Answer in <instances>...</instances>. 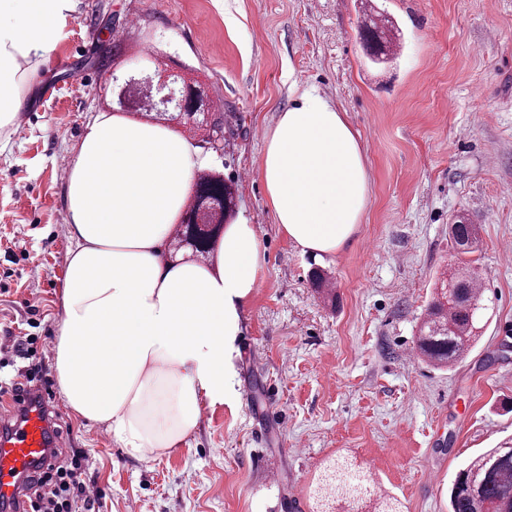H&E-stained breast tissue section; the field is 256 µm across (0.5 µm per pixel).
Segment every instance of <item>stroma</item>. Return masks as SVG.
<instances>
[{"label":"stroma","mask_w":512,"mask_h":512,"mask_svg":"<svg viewBox=\"0 0 512 512\" xmlns=\"http://www.w3.org/2000/svg\"><path fill=\"white\" fill-rule=\"evenodd\" d=\"M376 12L400 34L387 63L359 35ZM53 56L74 65L38 75L0 130V375L16 371L17 336L54 362L64 191L88 124L114 109L110 75L159 57L200 76L224 114V150H201L203 167L235 183L233 220L255 226L265 253L231 394L202 400L169 454L128 455L54 393L60 444L84 452L103 512H313V482L339 455L403 512H448L461 464L512 436V0H72ZM305 87L345 112L369 172L358 231L330 257L283 235L260 172L266 131ZM461 214L479 227L494 310L466 358L436 369L416 336L458 263L448 226Z\"/></svg>","instance_id":"obj_1"}]
</instances>
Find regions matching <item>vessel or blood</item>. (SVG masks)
<instances>
[{"instance_id": "b4317fda", "label": "vessel or blood", "mask_w": 512, "mask_h": 512, "mask_svg": "<svg viewBox=\"0 0 512 512\" xmlns=\"http://www.w3.org/2000/svg\"><path fill=\"white\" fill-rule=\"evenodd\" d=\"M57 444L52 421L37 395L14 406L8 421H0V512H14L28 474Z\"/></svg>"}]
</instances>
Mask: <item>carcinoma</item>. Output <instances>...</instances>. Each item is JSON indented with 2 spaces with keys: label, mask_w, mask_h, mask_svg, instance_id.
I'll return each instance as SVG.
<instances>
[{
  "label": "carcinoma",
  "mask_w": 512,
  "mask_h": 512,
  "mask_svg": "<svg viewBox=\"0 0 512 512\" xmlns=\"http://www.w3.org/2000/svg\"><path fill=\"white\" fill-rule=\"evenodd\" d=\"M386 32L375 26L361 34L368 54L379 49L388 56ZM206 122L207 137L224 144V116H198ZM236 207L235 186L214 171L197 175L182 213L179 234L196 252L210 254L224 222ZM458 253L471 254L478 243V226L465 217L449 225ZM481 275L469 261H461L453 277L442 283L429 303L418 331L417 347L430 363L449 368L461 361L479 340V323L488 309ZM317 512H402L393 497L375 493L363 468L336 460L326 467L316 486ZM448 512H512V438L470 457L459 469L449 494Z\"/></svg>",
  "instance_id": "carcinoma-1"
}]
</instances>
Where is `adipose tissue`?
Instances as JSON below:
<instances>
[{
	"label": "adipose tissue",
	"mask_w": 512,
	"mask_h": 512,
	"mask_svg": "<svg viewBox=\"0 0 512 512\" xmlns=\"http://www.w3.org/2000/svg\"><path fill=\"white\" fill-rule=\"evenodd\" d=\"M71 0H0V129L48 66ZM200 165L171 129L98 114L75 148L65 202L73 248L54 362L66 405L132 457L177 448L200 400L231 387L242 311L264 256L253 225L229 224L214 264L171 256ZM261 175L280 231L318 255L340 251L369 202V175L344 113L308 87L265 137Z\"/></svg>",
	"instance_id": "1"
}]
</instances>
